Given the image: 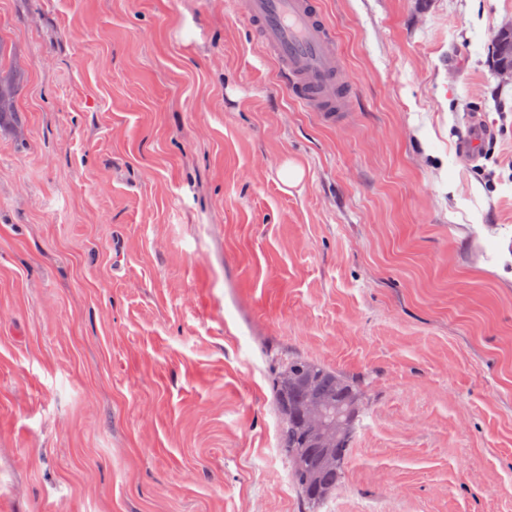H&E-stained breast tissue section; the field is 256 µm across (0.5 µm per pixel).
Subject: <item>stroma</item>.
Listing matches in <instances>:
<instances>
[{
    "label": "stroma",
    "mask_w": 512,
    "mask_h": 512,
    "mask_svg": "<svg viewBox=\"0 0 512 512\" xmlns=\"http://www.w3.org/2000/svg\"><path fill=\"white\" fill-rule=\"evenodd\" d=\"M325 6L338 130L234 0H0V512H302L292 356L363 390L317 512H512V0ZM6 57L8 63H5ZM23 72L11 49L0 38V126L10 116L20 112L16 105ZM481 123L476 119L471 122L467 135L463 136L459 142V153L471 160H476L474 154L477 152L481 145Z\"/></svg>",
    "instance_id": "1"
}]
</instances>
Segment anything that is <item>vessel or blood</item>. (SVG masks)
<instances>
[{
    "instance_id": "vessel-or-blood-1",
    "label": "vessel or blood",
    "mask_w": 512,
    "mask_h": 512,
    "mask_svg": "<svg viewBox=\"0 0 512 512\" xmlns=\"http://www.w3.org/2000/svg\"><path fill=\"white\" fill-rule=\"evenodd\" d=\"M243 15L279 86L321 124L340 127L355 83L323 0H244Z\"/></svg>"
}]
</instances>
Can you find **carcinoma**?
Segmentation results:
<instances>
[{
	"label": "carcinoma",
	"instance_id": "carcinoma-1",
	"mask_svg": "<svg viewBox=\"0 0 512 512\" xmlns=\"http://www.w3.org/2000/svg\"><path fill=\"white\" fill-rule=\"evenodd\" d=\"M22 78L21 66L16 62L7 44L0 38V124L19 112L16 100ZM304 374H311L319 379V393L328 401H334L338 390H344L358 399L361 398V394L358 386L345 376L303 358L288 360V364L278 373L274 395L282 419L279 445L291 464L293 484L299 490L303 501L313 507L323 502L342 479L356 427H351L350 434L336 444V470L323 478L320 492L312 493L313 453L305 439L302 420L299 418L305 393L300 389L288 390L284 386L285 379L297 378Z\"/></svg>",
	"mask_w": 512,
	"mask_h": 512
}]
</instances>
